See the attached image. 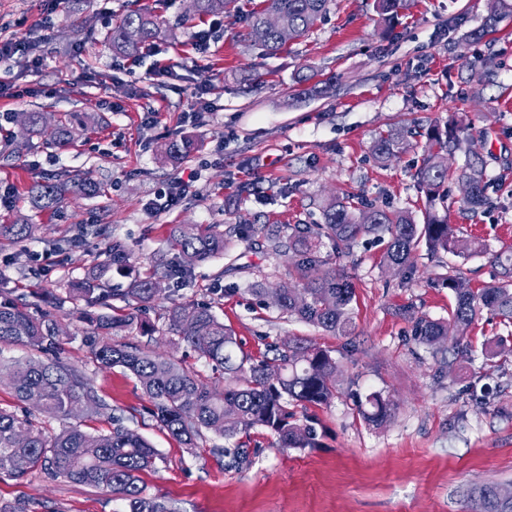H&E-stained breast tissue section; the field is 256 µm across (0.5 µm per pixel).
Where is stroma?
Returning <instances> with one entry per match:
<instances>
[{
    "instance_id": "35a3bbf8",
    "label": "stroma",
    "mask_w": 512,
    "mask_h": 512,
    "mask_svg": "<svg viewBox=\"0 0 512 512\" xmlns=\"http://www.w3.org/2000/svg\"><path fill=\"white\" fill-rule=\"evenodd\" d=\"M163 20L168 37L135 58L103 42L131 2ZM490 0H409L392 24L380 21L375 0H332L325 18L283 50L261 55L244 38L233 13L195 14L191 0H0V41L24 37L41 56L39 67L0 61V83L27 89L0 98V183L23 193L43 180L83 173L101 182L94 198L67 197L55 213L34 218L31 236L0 243V275L14 298L82 276L109 240L125 243L136 268L167 250L171 225H220L223 256L196 265L189 282L170 283L146 311L164 326L176 303L209 304L230 327L241 351L265 352L286 340L329 350L338 365L336 395L312 409L319 444L278 446L277 437L251 431L250 466L220 455L222 437L207 434L191 455L147 411L135 377L89 359L84 325L71 308L60 319L68 335L60 355L82 368L108 414L149 440L161 458L141 473L148 495L173 512H478L479 493L512 495V323L479 319L466 339L468 353L452 366L410 339L403 307L444 320L455 298L446 285L458 274L470 288L492 281L485 257L463 258L419 250L405 277L382 262L383 246L360 243L337 259L354 284V331L335 336L261 304L256 284L294 287L287 254L271 253L256 232L263 224H317L334 196L356 194L384 209L422 217L425 195L415 171L428 148L426 131L456 121L471 127L472 146L486 161L490 203L477 215L462 211L456 176L463 155L449 160L448 222L459 238L481 240L489 251L512 247V14L483 40L469 36ZM211 29V50L192 48L196 32ZM175 78H159L157 67ZM314 71L335 78L328 94L302 95L294 76ZM212 108L195 121L183 115L199 87ZM40 111L53 119L87 112L64 149L49 138L26 145L15 113ZM394 126L420 128L405 150L377 163L372 145ZM185 138L193 149L180 163L164 147ZM197 172L181 206L152 211L147 202L178 179ZM253 228L241 237L242 228ZM66 251H58L60 242ZM498 344L494 358L482 354ZM382 392L392 404L380 425L355 410V394ZM25 502L28 512H125L103 487L35 473L0 475V505Z\"/></svg>"
}]
</instances>
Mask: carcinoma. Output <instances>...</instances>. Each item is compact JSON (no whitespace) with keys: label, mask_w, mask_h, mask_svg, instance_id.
I'll return each mask as SVG.
<instances>
[{"label":"carcinoma","mask_w":512,"mask_h":512,"mask_svg":"<svg viewBox=\"0 0 512 512\" xmlns=\"http://www.w3.org/2000/svg\"><path fill=\"white\" fill-rule=\"evenodd\" d=\"M237 0H193L198 15H222L231 11ZM331 0H261L260 7L247 14V39L266 54L284 46L276 31L266 24L270 15H280L301 36L326 15ZM408 0H377L381 16L390 20L407 8ZM509 9L505 0H493L480 27L470 38L482 40L497 31ZM167 37V29L149 9L128 10L119 24L107 34L112 51L135 55L147 46ZM82 116L70 112L58 117L51 138L58 147L68 146L74 126ZM22 136L30 140L45 133L44 113L25 112L18 119ZM428 153L415 177L425 191L427 208L424 222H416L405 210H387L366 203L354 195L336 196L322 207V223L295 224L288 239L279 225L257 228L269 246L293 254L290 276L299 287L283 288L273 296L271 306L282 314L295 316L338 336L350 335L351 305L355 289L348 276L331 266L332 257L350 253L362 240L385 244L383 262L405 275L420 246L436 254L440 251L470 257L487 254L485 244L476 239L460 240L448 223L445 184L448 159L464 153L458 179L470 192L463 199L465 210L475 214L487 203L488 178L483 158L471 149L468 129L456 125L445 132L427 133ZM405 147V130L395 127L374 141L372 152L380 162L397 156ZM97 182L86 175L38 182L26 191L25 202L37 213L58 208L64 198L92 197L99 194ZM33 231L26 222L0 224V240L20 243ZM331 244L332 254L323 252ZM104 259L87 268L84 275L67 280L39 296L50 309L35 318L10 298L9 281L0 278V345L24 344L39 352L55 348L61 333V320L55 311L65 304L73 306L81 322L91 327L85 337L91 359L110 368L121 366L137 379L150 404V412L163 428L187 452L193 454L204 441L205 432L225 439L241 437L235 448H221L240 467L249 462L250 431L274 433L282 448H314L317 430L314 419L306 414L310 407L328 404L336 394L338 366L330 352L302 342L274 345L273 357L237 356L232 331L199 304H174L167 311V332L177 341L205 358L213 372L224 378V388L210 390L198 380L196 372L170 356L157 353L137 342H116L111 337L153 336L159 332L146 320L145 311L156 300L163 285L172 279L186 280L200 262L224 255V231L215 224H174L168 251L154 256L145 271L132 274L126 246L112 241L103 251ZM491 263L500 268L493 283L473 290L457 276L447 278L455 304L448 310V321L419 316L412 307L401 315L411 322L413 340L434 352L449 337L464 338L469 327L483 315L512 323V249L492 255ZM129 278L126 287H113L112 276ZM125 303L127 311L112 315L103 312L111 302ZM8 371L11 386L22 401H35L43 413L60 419L72 415L71 407L83 406L89 417L97 416L104 402L76 366L59 359L10 360L0 365ZM356 411L369 423H382L391 416V405L379 392L355 395ZM305 413L297 414V409ZM157 449L112 418V428L88 432L69 425L59 433L46 436L32 422L14 412L0 409V474L22 479L39 470L53 477L94 487L103 486L125 502L127 512H169L155 497H149L139 485V475L152 467Z\"/></svg>","instance_id":"cac0c4a2"}]
</instances>
